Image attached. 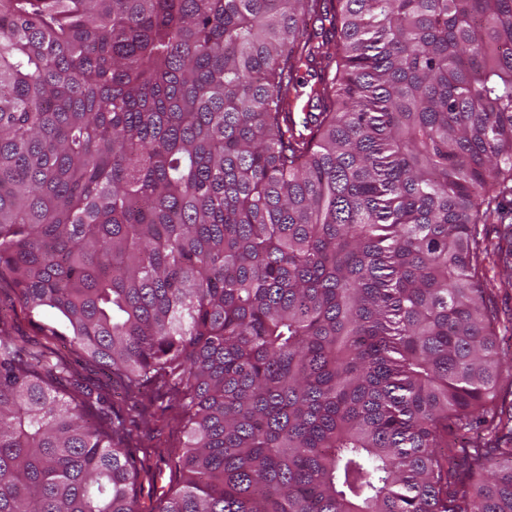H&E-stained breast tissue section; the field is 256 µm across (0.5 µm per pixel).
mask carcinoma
<instances>
[{
    "mask_svg": "<svg viewBox=\"0 0 512 512\" xmlns=\"http://www.w3.org/2000/svg\"><path fill=\"white\" fill-rule=\"evenodd\" d=\"M324 2L0 0V282L127 399L0 331V512H141L155 385L159 512H512V0ZM488 277L492 280L494 288H501L495 290V302L499 316L503 319L512 309V287L507 285L506 275H503L498 268L493 269L492 265L489 266ZM500 281H502L501 285ZM156 396L150 394L145 401L149 423L132 434V444L147 451L138 485L145 512L159 506L163 491L177 487L179 472L174 461L186 441L181 419L173 411H162L168 397L162 393Z\"/></svg>",
    "mask_w": 512,
    "mask_h": 512,
    "instance_id": "carcinoma-1",
    "label": "carcinoma"
}]
</instances>
